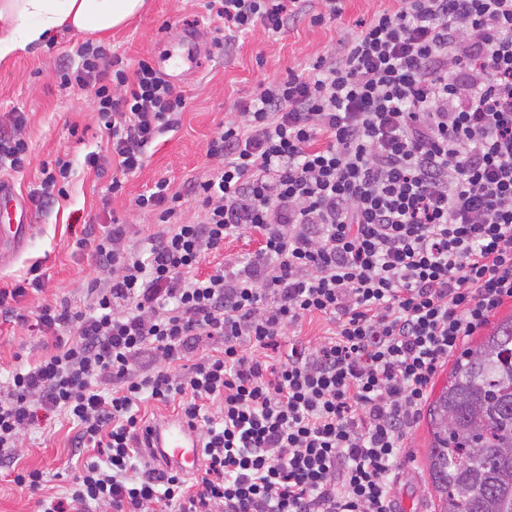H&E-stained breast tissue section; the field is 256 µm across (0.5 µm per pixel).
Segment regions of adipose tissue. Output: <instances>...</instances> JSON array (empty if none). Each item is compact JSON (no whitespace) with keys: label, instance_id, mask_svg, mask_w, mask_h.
Returning a JSON list of instances; mask_svg holds the SVG:
<instances>
[{"label":"adipose tissue","instance_id":"adipose-tissue-1","mask_svg":"<svg viewBox=\"0 0 512 512\" xmlns=\"http://www.w3.org/2000/svg\"><path fill=\"white\" fill-rule=\"evenodd\" d=\"M143 5L144 0H0V62L60 29L109 36Z\"/></svg>","mask_w":512,"mask_h":512}]
</instances>
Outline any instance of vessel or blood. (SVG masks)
Returning <instances> with one entry per match:
<instances>
[{
	"instance_id": "vessel-or-blood-1",
	"label": "vessel or blood",
	"mask_w": 512,
	"mask_h": 512,
	"mask_svg": "<svg viewBox=\"0 0 512 512\" xmlns=\"http://www.w3.org/2000/svg\"><path fill=\"white\" fill-rule=\"evenodd\" d=\"M0 210L6 211L9 220L0 242L12 249H20L29 234L30 215L26 205L17 201L12 182L4 178H0ZM151 439V454L163 465L187 476L198 473L202 468L200 446L194 432L181 416L169 414L156 419L152 425Z\"/></svg>"
}]
</instances>
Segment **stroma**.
<instances>
[{
  "label": "stroma",
  "instance_id": "obj_1",
  "mask_svg": "<svg viewBox=\"0 0 512 512\" xmlns=\"http://www.w3.org/2000/svg\"><path fill=\"white\" fill-rule=\"evenodd\" d=\"M145 2L140 15L104 41L107 52L133 63L154 62L163 50L181 51V36L193 28L196 46L209 48L210 54L202 71L185 64L178 68L174 84L189 95V108L178 129L160 136L149 148L144 167L128 178L121 193H109L111 173L100 174L83 165L85 155L100 144L97 114L89 96L60 85L61 69L79 61L77 49L83 35L56 34L52 45L29 48L0 63V114L18 110L28 119L30 163L23 173L11 176L20 199H27L43 163L59 156L74 163L67 197L51 209L33 211L26 245L17 253L0 256L1 288L25 277L35 263L50 276L44 293L23 299L26 312L55 301L80 304L87 285L100 278L94 262L74 250L75 218L96 229L114 221L154 223L153 215L134 207V199L161 178L186 193L191 183L201 181L212 165L207 145L230 119L235 102L250 99L259 83L286 77L289 70L303 69L312 58L331 54L338 39L356 31L358 23L396 6L395 0H344V13L336 21L315 25L305 11L290 19L280 33L271 35L258 27L225 51L209 45L203 26L205 0ZM16 352L37 359L45 352L43 340L19 325L0 321V367H9ZM73 434L72 423L63 418L41 423L27 433L22 446L13 451V462L0 464V512H38L40 501L63 496L85 462L70 446ZM430 445L429 421L423 417L406 441L403 473L393 484L395 504L409 501L418 512H436L440 501L428 472ZM35 468L52 477L42 490L34 492L15 483L16 471Z\"/></svg>",
  "mask_w": 512,
  "mask_h": 512
}]
</instances>
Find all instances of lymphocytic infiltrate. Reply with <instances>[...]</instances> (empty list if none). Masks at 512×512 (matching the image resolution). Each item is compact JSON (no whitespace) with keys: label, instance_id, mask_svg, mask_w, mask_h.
I'll list each match as a JSON object with an SVG mask.
<instances>
[{"label":"lymphocytic infiltrate","instance_id":"obj_1","mask_svg":"<svg viewBox=\"0 0 512 512\" xmlns=\"http://www.w3.org/2000/svg\"><path fill=\"white\" fill-rule=\"evenodd\" d=\"M298 3L206 0L212 43L279 33ZM79 57L61 82L90 96L107 146L84 163L114 166L115 195L188 97L146 60L89 42ZM7 119L0 169L20 173L27 119ZM207 156L200 221L177 222L183 195L161 179L135 200L157 217L142 245L121 226L83 229L75 249L104 276L82 306L22 313L50 279L36 265L0 288V318L52 341L0 386V450L53 415L72 421L91 455L43 512H395L399 455L438 368L512 301V0H400L259 84ZM72 171L44 163L32 205L65 196ZM246 231L254 255L199 275ZM308 317L326 336L269 362ZM202 336L223 349L193 358ZM151 401L194 430V480L147 466Z\"/></svg>","mask_w":512,"mask_h":512}]
</instances>
